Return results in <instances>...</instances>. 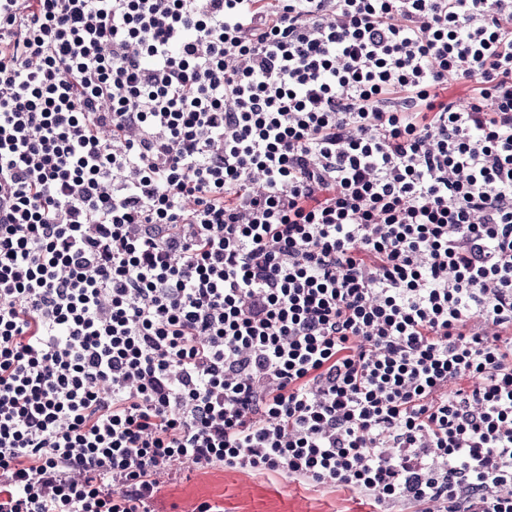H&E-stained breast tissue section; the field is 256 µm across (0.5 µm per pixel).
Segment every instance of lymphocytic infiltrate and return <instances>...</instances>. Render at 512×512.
<instances>
[{"label": "lymphocytic infiltrate", "instance_id": "1", "mask_svg": "<svg viewBox=\"0 0 512 512\" xmlns=\"http://www.w3.org/2000/svg\"><path fill=\"white\" fill-rule=\"evenodd\" d=\"M178 464L512 512V0H0V512Z\"/></svg>", "mask_w": 512, "mask_h": 512}]
</instances>
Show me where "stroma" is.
I'll return each instance as SVG.
<instances>
[{
	"instance_id": "35a3bbf8",
	"label": "stroma",
	"mask_w": 512,
	"mask_h": 512,
	"mask_svg": "<svg viewBox=\"0 0 512 512\" xmlns=\"http://www.w3.org/2000/svg\"><path fill=\"white\" fill-rule=\"evenodd\" d=\"M209 501L224 512H370L365 497L355 491H319L279 475L233 470H190L164 487L155 512H190Z\"/></svg>"
}]
</instances>
